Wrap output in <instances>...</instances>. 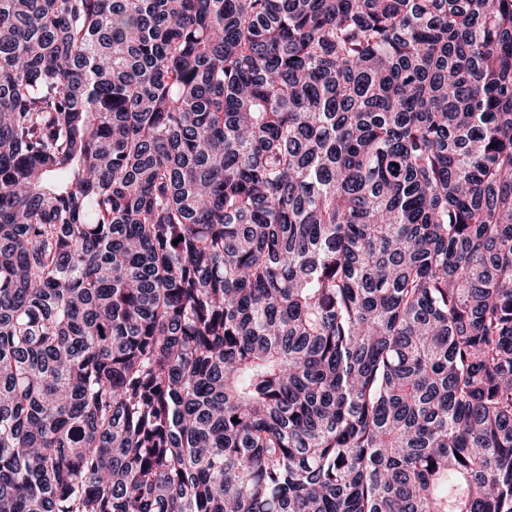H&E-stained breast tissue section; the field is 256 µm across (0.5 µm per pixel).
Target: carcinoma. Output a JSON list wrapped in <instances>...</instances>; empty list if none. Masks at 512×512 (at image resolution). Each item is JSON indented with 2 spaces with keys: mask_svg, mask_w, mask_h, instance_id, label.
<instances>
[{
  "mask_svg": "<svg viewBox=\"0 0 512 512\" xmlns=\"http://www.w3.org/2000/svg\"><path fill=\"white\" fill-rule=\"evenodd\" d=\"M0 512H512V0H0Z\"/></svg>",
  "mask_w": 512,
  "mask_h": 512,
  "instance_id": "cac0c4a2",
  "label": "carcinoma"
}]
</instances>
